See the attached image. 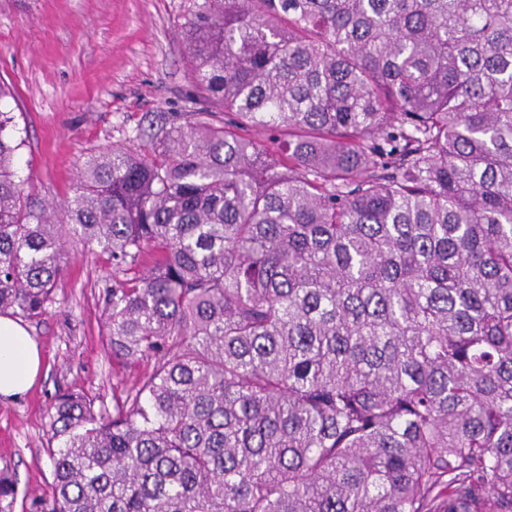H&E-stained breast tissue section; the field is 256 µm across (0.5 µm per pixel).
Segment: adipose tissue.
I'll return each mask as SVG.
<instances>
[{
  "label": "adipose tissue",
  "instance_id": "adipose-tissue-1",
  "mask_svg": "<svg viewBox=\"0 0 512 512\" xmlns=\"http://www.w3.org/2000/svg\"><path fill=\"white\" fill-rule=\"evenodd\" d=\"M41 364L40 348L22 323L0 316V397L24 394L36 381Z\"/></svg>",
  "mask_w": 512,
  "mask_h": 512
}]
</instances>
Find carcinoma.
<instances>
[{
  "instance_id": "cac0c4a2",
  "label": "carcinoma",
  "mask_w": 512,
  "mask_h": 512,
  "mask_svg": "<svg viewBox=\"0 0 512 512\" xmlns=\"http://www.w3.org/2000/svg\"><path fill=\"white\" fill-rule=\"evenodd\" d=\"M185 35V124L59 208L0 113V314L95 245L140 369L54 398L51 512H512V0H193Z\"/></svg>"
}]
</instances>
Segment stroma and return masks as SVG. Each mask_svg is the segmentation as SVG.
Listing matches in <instances>:
<instances>
[{
  "instance_id": "1",
  "label": "stroma",
  "mask_w": 512,
  "mask_h": 512,
  "mask_svg": "<svg viewBox=\"0 0 512 512\" xmlns=\"http://www.w3.org/2000/svg\"><path fill=\"white\" fill-rule=\"evenodd\" d=\"M190 0H0V112L13 119L15 173L42 200L72 197L94 153L135 137L146 118L189 109L185 60ZM53 302L26 327L44 356L25 394L0 398V469L17 494L0 512H50L52 466L43 451L57 393L111 403L137 367L113 360L103 328L112 258L67 244Z\"/></svg>"
}]
</instances>
